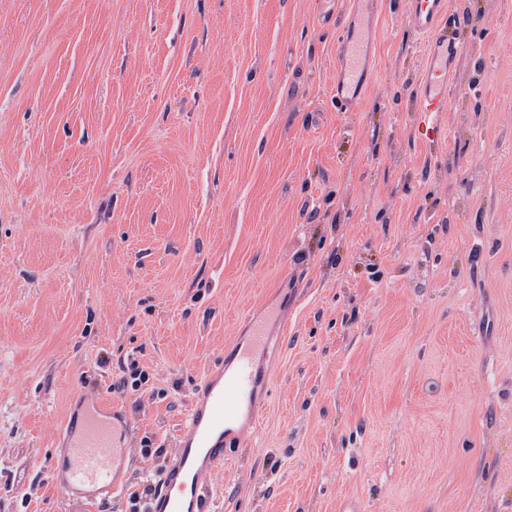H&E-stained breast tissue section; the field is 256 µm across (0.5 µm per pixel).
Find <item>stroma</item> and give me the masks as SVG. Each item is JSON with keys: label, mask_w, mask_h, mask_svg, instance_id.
<instances>
[{"label": "stroma", "mask_w": 512, "mask_h": 512, "mask_svg": "<svg viewBox=\"0 0 512 512\" xmlns=\"http://www.w3.org/2000/svg\"><path fill=\"white\" fill-rule=\"evenodd\" d=\"M450 2L428 144L404 0L353 112L349 0H0V512H76L47 475L92 395L128 430L99 507L131 512L267 306L288 333L217 512H512V0ZM376 13L363 18L357 39L342 36L337 41L336 51L339 69L336 78V108L340 112H353L361 100V92L368 77V64L364 45L375 32Z\"/></svg>", "instance_id": "obj_1"}]
</instances>
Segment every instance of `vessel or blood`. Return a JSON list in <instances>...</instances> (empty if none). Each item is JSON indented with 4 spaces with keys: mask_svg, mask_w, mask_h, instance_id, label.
I'll return each mask as SVG.
<instances>
[{
    "mask_svg": "<svg viewBox=\"0 0 512 512\" xmlns=\"http://www.w3.org/2000/svg\"><path fill=\"white\" fill-rule=\"evenodd\" d=\"M414 30L428 37L429 48L423 63V81L412 98L419 116L420 133L427 139L439 135L437 121L447 112L452 94L448 75L459 55V45L451 28L449 0H405ZM376 17L368 15L360 23L357 38L341 37L336 44L339 69L336 78V107L355 111L368 77L364 45L375 32ZM274 338L260 324H253L251 339L238 346L231 363L222 365L218 376L205 378L200 386L202 400L186 414L179 428V443L171 465L148 503V512H212L213 494L205 478L223 465L231 450L230 432L240 417L259 420L263 409L257 402L259 388H272L264 378L255 355L276 350ZM69 456L64 477L56 487L63 499L79 495L88 508H96L95 486L108 468H123L127 461L125 431L110 424L101 407H94L82 424L62 427Z\"/></svg>",
    "mask_w": 512,
    "mask_h": 512,
    "instance_id": "b4317fda",
    "label": "vessel or blood"
}]
</instances>
